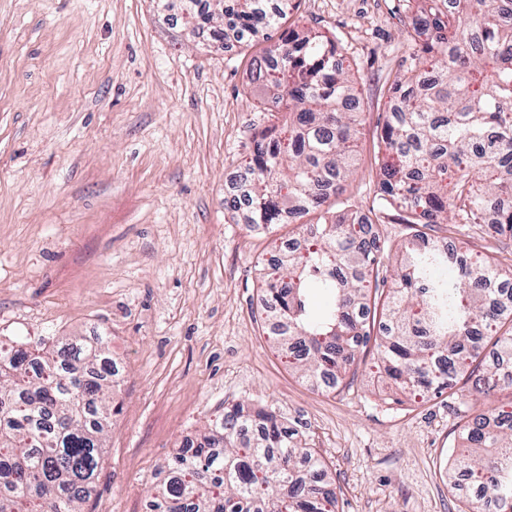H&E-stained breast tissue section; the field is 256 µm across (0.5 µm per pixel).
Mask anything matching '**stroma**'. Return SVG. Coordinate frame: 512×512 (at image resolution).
<instances>
[{
	"mask_svg": "<svg viewBox=\"0 0 512 512\" xmlns=\"http://www.w3.org/2000/svg\"><path fill=\"white\" fill-rule=\"evenodd\" d=\"M407 0H291L286 25L337 36L360 89L348 192L376 203L377 134L412 44ZM167 0H0V341L96 342L117 406L82 512H141L186 441L236 403L275 411L334 480L338 512H460L442 475L467 415L393 401L368 344L351 386L313 388L273 346L260 273L305 220L234 223L226 179L282 124L252 84L253 47L221 48ZM431 238L512 263V238Z\"/></svg>",
	"mask_w": 512,
	"mask_h": 512,
	"instance_id": "obj_1",
	"label": "stroma"
}]
</instances>
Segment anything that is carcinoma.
Listing matches in <instances>:
<instances>
[{"mask_svg": "<svg viewBox=\"0 0 512 512\" xmlns=\"http://www.w3.org/2000/svg\"><path fill=\"white\" fill-rule=\"evenodd\" d=\"M262 0H180L185 27L213 30L222 42L268 37L286 12ZM407 26L413 52L388 87L390 116L377 156L379 204L363 215L344 196L357 166L359 90L336 42L293 30L288 42L254 56L257 82L288 100V121L254 140L237 192L224 210L239 224H292L320 212L308 236L262 273L273 344L307 378L340 386L358 349L379 329L380 361L409 399L449 397L465 406L506 390L484 363L480 338L512 350V314L493 308L481 284L512 279L485 258H462L448 278V254L420 227L487 223L512 237V0H416ZM221 16H216V8ZM341 197L336 210L323 209ZM393 218L411 229L398 248L396 286L380 292L387 246L378 226ZM105 339L35 354L0 345V512H81L104 453L112 412V371L100 373ZM476 376L465 394L454 380ZM484 430L478 414L461 427L467 448L454 459L480 498L512 512V391ZM324 464L299 447L272 410L224 408L200 441L179 449L155 496V512H336Z\"/></svg>", "mask_w": 512, "mask_h": 512, "instance_id": "carcinoma-1", "label": "carcinoma"}]
</instances>
